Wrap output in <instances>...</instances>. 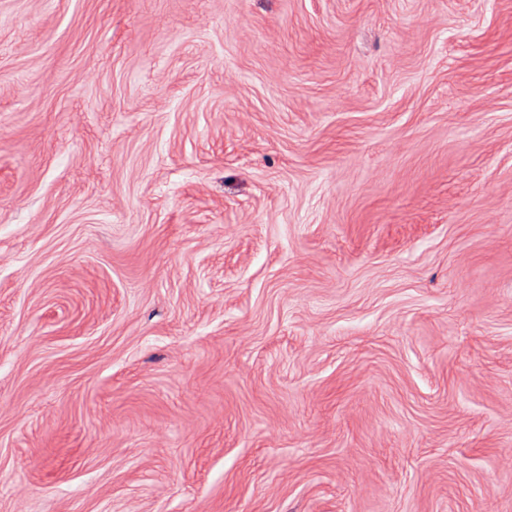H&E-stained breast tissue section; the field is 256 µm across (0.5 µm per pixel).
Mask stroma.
<instances>
[{
  "mask_svg": "<svg viewBox=\"0 0 512 512\" xmlns=\"http://www.w3.org/2000/svg\"><path fill=\"white\" fill-rule=\"evenodd\" d=\"M0 512H512V0H0Z\"/></svg>",
  "mask_w": 512,
  "mask_h": 512,
  "instance_id": "obj_1",
  "label": "stroma"
}]
</instances>
